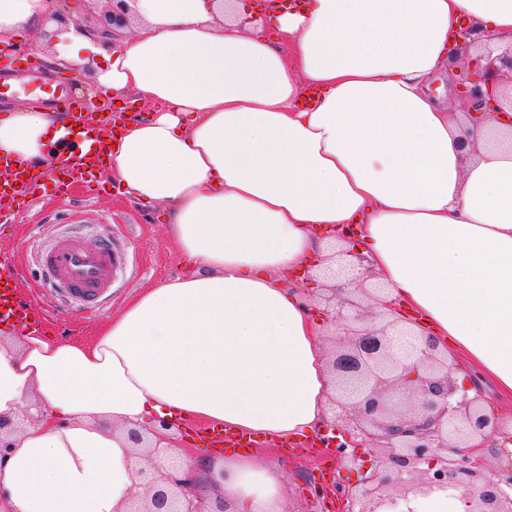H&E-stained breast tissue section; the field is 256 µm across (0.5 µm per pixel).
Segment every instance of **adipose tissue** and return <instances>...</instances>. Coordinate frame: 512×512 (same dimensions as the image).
<instances>
[{
    "mask_svg": "<svg viewBox=\"0 0 512 512\" xmlns=\"http://www.w3.org/2000/svg\"><path fill=\"white\" fill-rule=\"evenodd\" d=\"M98 88L153 115L122 126L107 173L165 205L189 271L132 297L88 343L25 332L0 345V414L38 426L0 465L9 512H121L140 459L123 426L158 418L298 437L331 392L320 331L284 279L346 224L387 298L512 398V149L460 147L463 122L427 93L472 22L512 41V0H302L242 25L238 0H128ZM50 0H0V34L40 29ZM288 50H281V43ZM72 118L0 120V159L43 158ZM232 512H288L282 474L251 457L203 472ZM412 512L470 496L409 494Z\"/></svg>",
    "mask_w": 512,
    "mask_h": 512,
    "instance_id": "1",
    "label": "adipose tissue"
}]
</instances>
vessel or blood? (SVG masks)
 I'll return each instance as SVG.
<instances>
[{
  "label": "vessel or blood",
  "instance_id": "vessel-or-blood-1",
  "mask_svg": "<svg viewBox=\"0 0 512 512\" xmlns=\"http://www.w3.org/2000/svg\"><path fill=\"white\" fill-rule=\"evenodd\" d=\"M24 98L37 95L67 112H79L80 107L71 89L63 83L42 82L39 67L29 64L25 78L16 83H0V96ZM87 134L80 141L60 139L45 161L32 171L12 168L0 162V226L14 223L17 213L34 202L45 182H53L60 194H67L80 184L104 190L99 177L110 151L112 130L94 118H85ZM38 262L52 289L65 306H77L79 312L92 313L112 295L116 277L130 265L128 250L105 240L99 245L86 244L80 236L63 235L37 253ZM22 273L18 258L0 252V323L10 321H43L44 309L17 300L10 288Z\"/></svg>",
  "mask_w": 512,
  "mask_h": 512
}]
</instances>
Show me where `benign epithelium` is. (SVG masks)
Returning a JSON list of instances; mask_svg holds the SVG:
<instances>
[{"mask_svg":"<svg viewBox=\"0 0 512 512\" xmlns=\"http://www.w3.org/2000/svg\"><path fill=\"white\" fill-rule=\"evenodd\" d=\"M126 0H112L108 25L127 23ZM493 37L474 25L457 33L454 87L464 104L468 126L462 148L476 151L474 136L494 112H505L501 88L512 83V43L499 52L486 49ZM356 235L347 226L335 240L350 246L337 253L352 257L364 273L351 278L355 287L334 286L308 298L309 315L333 331L327 366L333 378L330 410L341 409V422L324 417L317 431L322 447L343 462L360 466L359 483L314 482L309 495L339 512H385L412 491L465 490L472 512H512V452L497 453L498 463L472 458V450L506 435L479 394L469 396L454 375L462 368L448 361L437 341L414 332L410 318L389 316L393 303L382 298L384 286L367 283L366 258L355 252ZM40 421H20L0 414V461L13 446L12 437ZM161 420L151 428L125 430L132 447L151 464L140 470L142 495L128 500L122 512H227L224 498L207 499L172 454L170 431Z\"/></svg>","mask_w":512,"mask_h":512,"instance_id":"obj_1","label":"benign epithelium"}]
</instances>
